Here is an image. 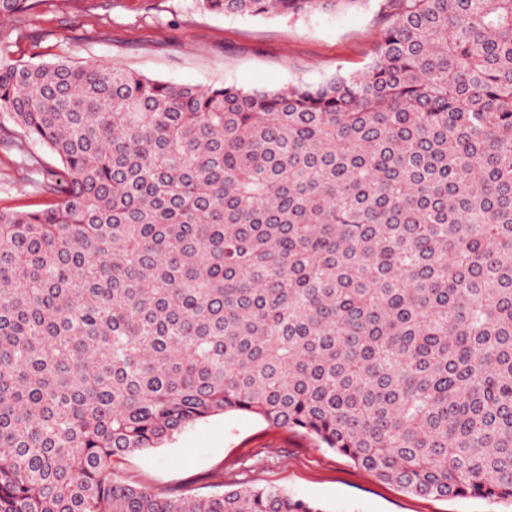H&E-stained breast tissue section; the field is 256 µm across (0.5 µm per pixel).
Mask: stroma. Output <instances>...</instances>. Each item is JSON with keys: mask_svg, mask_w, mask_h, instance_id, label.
<instances>
[{"mask_svg": "<svg viewBox=\"0 0 512 512\" xmlns=\"http://www.w3.org/2000/svg\"><path fill=\"white\" fill-rule=\"evenodd\" d=\"M376 5L304 17L212 15L196 0H47L11 49L29 62L114 63L146 76L208 87L275 90L361 69L379 38ZM39 143L0 133V209L53 201ZM123 480L148 489L216 492L219 484L288 491L323 512H512L483 498L406 492L308 435L242 412L217 415L162 447L124 456Z\"/></svg>", "mask_w": 512, "mask_h": 512, "instance_id": "stroma-1", "label": "stroma"}]
</instances>
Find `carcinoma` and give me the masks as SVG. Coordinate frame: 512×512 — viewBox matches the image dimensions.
<instances>
[{
  "label": "carcinoma",
  "mask_w": 512,
  "mask_h": 512,
  "mask_svg": "<svg viewBox=\"0 0 512 512\" xmlns=\"http://www.w3.org/2000/svg\"><path fill=\"white\" fill-rule=\"evenodd\" d=\"M43 2L0 0V129L57 160L0 210V512H322L117 476L229 412L512 501V0H378L366 67L281 90L13 59Z\"/></svg>",
  "instance_id": "carcinoma-1"
}]
</instances>
